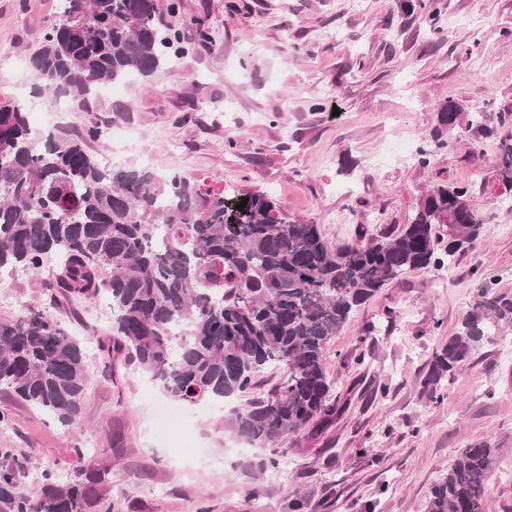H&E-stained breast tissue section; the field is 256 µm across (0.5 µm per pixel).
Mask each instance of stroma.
I'll return each mask as SVG.
<instances>
[{"label":"stroma","instance_id":"1","mask_svg":"<svg viewBox=\"0 0 512 512\" xmlns=\"http://www.w3.org/2000/svg\"><path fill=\"white\" fill-rule=\"evenodd\" d=\"M408 0H182L211 40L192 44L176 71L60 112L35 98L31 44L59 0H0V99L28 104L33 132L79 133L106 123L138 141L93 142L97 157L177 171L233 192L273 194L289 218L314 221L331 245L400 230L421 194L471 188L488 234L440 266L408 271L362 305L331 340L324 365L339 412L301 434L287 467L261 468L264 449L231 466L210 460L232 441L220 410L195 413L208 459H178L180 437L156 420L164 396L123 360L104 370L99 344L111 313L98 300L48 301L25 275L0 278V295L48 308L87 347L80 424L65 427L0 393V448H25L31 474L15 489L37 498L44 466L63 476L107 471L101 512H425L426 494L476 440L512 463V324L500 323L438 400L422 383L437 350L460 327L478 288L512 300V199L497 180L499 136L512 133V0H438L440 34L407 12ZM254 44L251 54L241 43ZM454 100L499 135H455L428 166L421 138Z\"/></svg>","mask_w":512,"mask_h":512}]
</instances>
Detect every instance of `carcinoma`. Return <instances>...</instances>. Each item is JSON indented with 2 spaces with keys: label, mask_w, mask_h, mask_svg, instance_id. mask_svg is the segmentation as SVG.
Segmentation results:
<instances>
[{
  "label": "carcinoma",
  "mask_w": 512,
  "mask_h": 512,
  "mask_svg": "<svg viewBox=\"0 0 512 512\" xmlns=\"http://www.w3.org/2000/svg\"><path fill=\"white\" fill-rule=\"evenodd\" d=\"M185 51L158 0H59L29 54L34 94H65L83 109L104 84L174 71ZM27 110L0 103V274L37 276L57 258L60 273L41 284L49 299L111 301L103 369L121 357L190 406L234 400L262 370L282 368L263 396L231 413L238 440L269 448L261 470L286 456L285 439L336 418L324 354L354 312L405 272L441 265L439 254L451 257L487 233L468 188L436 185L398 233L333 247L318 224L289 218L265 191L243 187L228 196L177 172L106 167L87 150L107 137L106 126L39 140ZM456 129L494 135L448 101L419 162L429 164L433 149L452 142L443 133ZM501 151L497 177L512 191V134ZM244 198L246 207L236 208ZM509 319L512 302L480 289L424 379L435 402L438 385ZM87 382L81 340L49 311L27 308L0 321V388L14 399L72 425ZM29 459L24 448L0 451V503L9 512H97L105 474L92 469L62 481L45 468L40 497L17 498ZM497 465L486 442L468 445L430 487L426 512H486L485 485Z\"/></svg>",
  "instance_id": "1"
}]
</instances>
